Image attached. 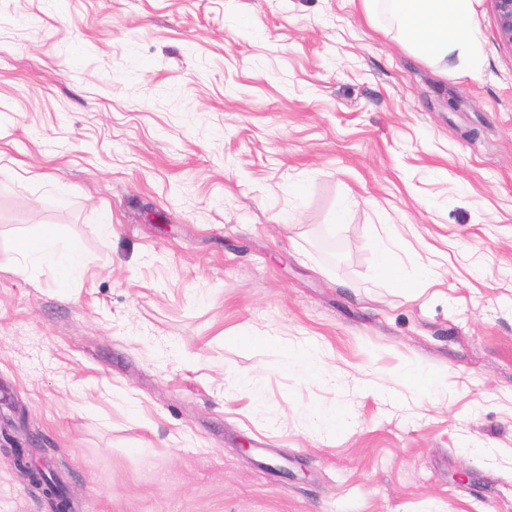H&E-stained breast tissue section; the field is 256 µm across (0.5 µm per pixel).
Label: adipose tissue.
Instances as JSON below:
<instances>
[{"instance_id":"1","label":"adipose tissue","mask_w":512,"mask_h":512,"mask_svg":"<svg viewBox=\"0 0 512 512\" xmlns=\"http://www.w3.org/2000/svg\"><path fill=\"white\" fill-rule=\"evenodd\" d=\"M368 18L384 14L395 39L423 60L447 66L450 59L477 62L479 42L473 26L474 0H360ZM82 262L77 244L44 235L37 246L20 241L14 264L18 271L39 267L74 269Z\"/></svg>"}]
</instances>
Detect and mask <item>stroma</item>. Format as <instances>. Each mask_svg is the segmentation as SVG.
<instances>
[{
  "instance_id": "obj_1",
  "label": "stroma",
  "mask_w": 512,
  "mask_h": 512,
  "mask_svg": "<svg viewBox=\"0 0 512 512\" xmlns=\"http://www.w3.org/2000/svg\"><path fill=\"white\" fill-rule=\"evenodd\" d=\"M474 8L472 77L359 0H0V512H52L8 438L72 512H512V50ZM46 231L66 281L12 262Z\"/></svg>"
}]
</instances>
